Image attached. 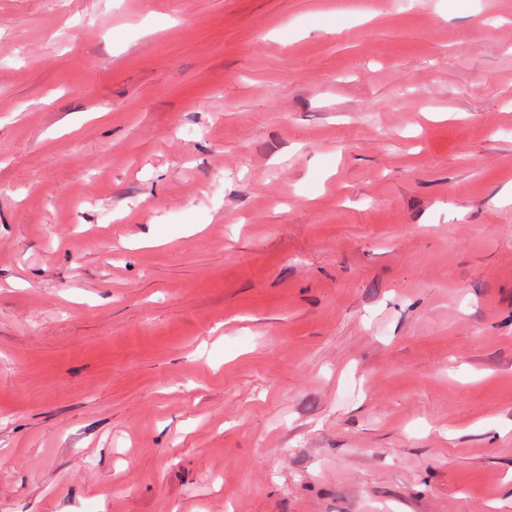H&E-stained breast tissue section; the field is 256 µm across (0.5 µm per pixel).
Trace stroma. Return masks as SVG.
Listing matches in <instances>:
<instances>
[{"label": "stroma", "instance_id": "35a3bbf8", "mask_svg": "<svg viewBox=\"0 0 512 512\" xmlns=\"http://www.w3.org/2000/svg\"><path fill=\"white\" fill-rule=\"evenodd\" d=\"M0 43V512H512V0Z\"/></svg>", "mask_w": 512, "mask_h": 512}]
</instances>
